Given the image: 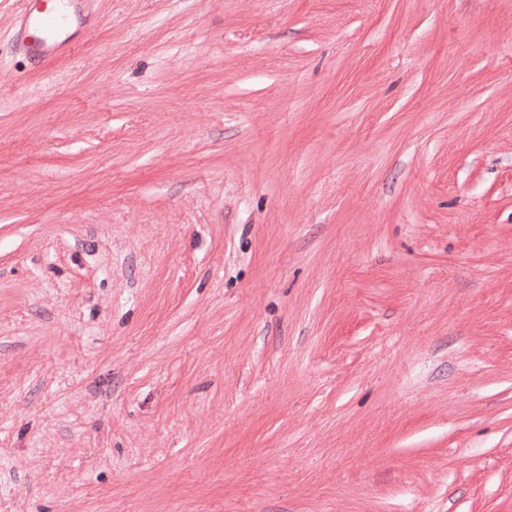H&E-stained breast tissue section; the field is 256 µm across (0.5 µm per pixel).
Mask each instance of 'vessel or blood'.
I'll list each match as a JSON object with an SVG mask.
<instances>
[{
	"mask_svg": "<svg viewBox=\"0 0 512 512\" xmlns=\"http://www.w3.org/2000/svg\"><path fill=\"white\" fill-rule=\"evenodd\" d=\"M98 0H21L10 42L16 54L40 66L69 56L77 34L96 21Z\"/></svg>",
	"mask_w": 512,
	"mask_h": 512,
	"instance_id": "1",
	"label": "vessel or blood"
}]
</instances>
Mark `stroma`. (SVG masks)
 I'll list each match as a JSON object with an SVG mask.
<instances>
[{
  "label": "stroma",
  "mask_w": 512,
  "mask_h": 512,
  "mask_svg": "<svg viewBox=\"0 0 512 512\" xmlns=\"http://www.w3.org/2000/svg\"><path fill=\"white\" fill-rule=\"evenodd\" d=\"M0 40V512H512V0H99ZM15 12L12 50L35 64L69 56L77 34L96 22L98 0H22Z\"/></svg>",
  "instance_id": "obj_1"
}]
</instances>
